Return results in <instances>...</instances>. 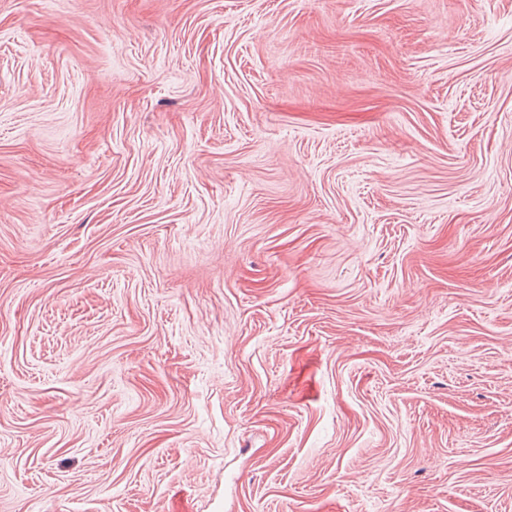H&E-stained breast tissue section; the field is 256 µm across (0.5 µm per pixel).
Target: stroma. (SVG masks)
<instances>
[{
	"instance_id": "35a3bbf8",
	"label": "stroma",
	"mask_w": 512,
	"mask_h": 512,
	"mask_svg": "<svg viewBox=\"0 0 512 512\" xmlns=\"http://www.w3.org/2000/svg\"><path fill=\"white\" fill-rule=\"evenodd\" d=\"M0 512H512V0H0Z\"/></svg>"
}]
</instances>
